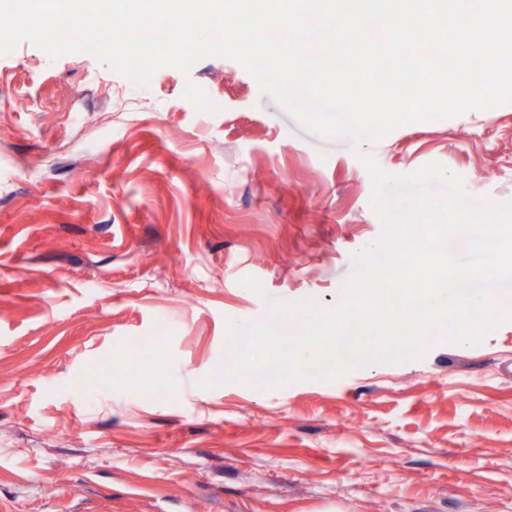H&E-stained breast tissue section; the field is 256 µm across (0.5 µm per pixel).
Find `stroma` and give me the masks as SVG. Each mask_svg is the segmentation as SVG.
I'll return each mask as SVG.
<instances>
[{"mask_svg":"<svg viewBox=\"0 0 512 512\" xmlns=\"http://www.w3.org/2000/svg\"><path fill=\"white\" fill-rule=\"evenodd\" d=\"M4 97L0 512H512V317L333 381L258 389L228 370L231 324L273 300L339 305L380 237L346 138L221 57L139 87L24 42L0 53ZM361 149L512 199V104Z\"/></svg>","mask_w":512,"mask_h":512,"instance_id":"stroma-1","label":"stroma"}]
</instances>
